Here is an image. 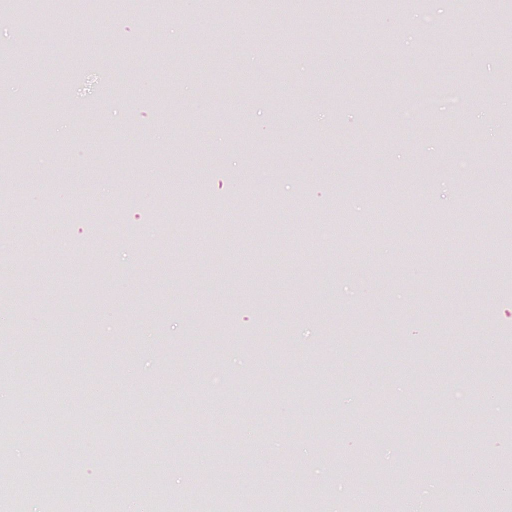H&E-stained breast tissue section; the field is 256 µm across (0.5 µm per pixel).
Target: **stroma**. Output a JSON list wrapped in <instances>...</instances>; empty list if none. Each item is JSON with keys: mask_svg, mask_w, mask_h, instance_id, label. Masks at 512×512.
<instances>
[{"mask_svg": "<svg viewBox=\"0 0 512 512\" xmlns=\"http://www.w3.org/2000/svg\"><path fill=\"white\" fill-rule=\"evenodd\" d=\"M85 2L22 18L0 0V185H53L22 213L0 199V357L21 335L41 365L0 387L13 411L0 454L41 476L67 467L89 512L112 479L137 512L142 482L104 445L130 421L151 441L139 467L193 512H212L209 476L245 461L279 512L311 490L321 512H379L359 506L354 460L392 475L404 503L500 483L512 0L464 13L296 0L287 14L175 0L173 29L153 28L143 0L92 15ZM116 60L129 77L109 87L99 74ZM450 71L466 111L448 101ZM336 206L356 236L328 223ZM473 207L477 224L449 235L442 217ZM379 210L387 223H369ZM452 372L468 388L449 403ZM30 389L51 422L22 408ZM378 407L390 420L375 435ZM448 412L454 437L429 432ZM86 416L73 441L67 424ZM316 418L336 425L331 441L310 434Z\"/></svg>", "mask_w": 512, "mask_h": 512, "instance_id": "stroma-1", "label": "stroma"}]
</instances>
